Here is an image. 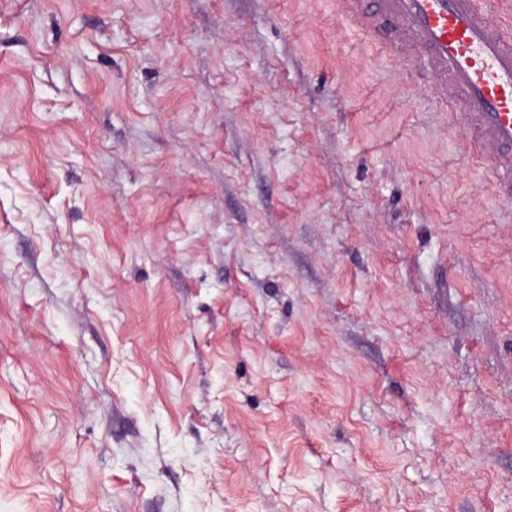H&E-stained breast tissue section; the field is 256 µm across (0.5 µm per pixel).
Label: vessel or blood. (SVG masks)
I'll list each match as a JSON object with an SVG mask.
<instances>
[{"instance_id":"1","label":"vessel or blood","mask_w":512,"mask_h":512,"mask_svg":"<svg viewBox=\"0 0 512 512\" xmlns=\"http://www.w3.org/2000/svg\"><path fill=\"white\" fill-rule=\"evenodd\" d=\"M365 2L344 0L347 24L436 76L440 108L462 107L468 153L512 199V30L494 21L489 0H378L373 11Z\"/></svg>"}]
</instances>
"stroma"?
I'll list each match as a JSON object with an SVG mask.
<instances>
[{
  "label": "stroma",
  "instance_id": "obj_1",
  "mask_svg": "<svg viewBox=\"0 0 512 512\" xmlns=\"http://www.w3.org/2000/svg\"><path fill=\"white\" fill-rule=\"evenodd\" d=\"M341 0H0V512H512V200Z\"/></svg>",
  "mask_w": 512,
  "mask_h": 512
}]
</instances>
